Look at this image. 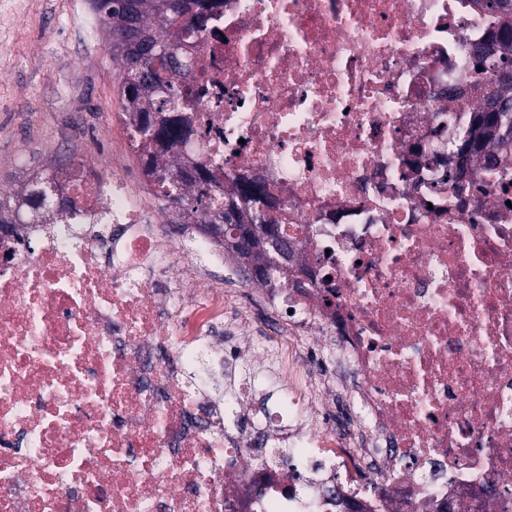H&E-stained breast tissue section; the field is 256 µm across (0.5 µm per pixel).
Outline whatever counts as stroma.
Here are the masks:
<instances>
[{"instance_id":"obj_1","label":"stroma","mask_w":512,"mask_h":512,"mask_svg":"<svg viewBox=\"0 0 512 512\" xmlns=\"http://www.w3.org/2000/svg\"><path fill=\"white\" fill-rule=\"evenodd\" d=\"M98 24L89 0H0V187L52 164L112 161L120 79ZM249 342L235 371L259 378L263 392L251 415L259 423L278 405L271 354L283 342Z\"/></svg>"}]
</instances>
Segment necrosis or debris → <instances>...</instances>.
<instances>
[{
	"label": "necrosis or debris",
	"mask_w": 512,
	"mask_h": 512,
	"mask_svg": "<svg viewBox=\"0 0 512 512\" xmlns=\"http://www.w3.org/2000/svg\"><path fill=\"white\" fill-rule=\"evenodd\" d=\"M185 167L266 187L304 287L242 297L120 168L0 238V512H512V159L448 175L491 73L477 0H208ZM223 264L206 282L195 257ZM266 320L283 397L240 430L187 371ZM287 461L260 462L271 436ZM322 462L319 481L298 458Z\"/></svg>",
	"instance_id": "4bbe7bcc"
}]
</instances>
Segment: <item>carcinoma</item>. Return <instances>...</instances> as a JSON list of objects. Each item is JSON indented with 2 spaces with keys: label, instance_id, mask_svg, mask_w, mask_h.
<instances>
[{
  "label": "carcinoma",
  "instance_id": "1",
  "mask_svg": "<svg viewBox=\"0 0 512 512\" xmlns=\"http://www.w3.org/2000/svg\"><path fill=\"white\" fill-rule=\"evenodd\" d=\"M205 0H91L92 10L112 44V62L120 76L121 111L132 114L135 136L141 142L146 173L157 194L175 206L181 217L210 216L213 232L233 233L229 258L241 269L272 264L271 255L236 244L251 224H279L280 218L262 210H250L245 203L261 198V189L236 183L220 194L218 177L207 166L185 169L168 155L185 136L193 94L183 84V63L176 54L180 44L165 37L168 25L190 16V25L204 26ZM492 21L491 43L474 50L473 65L490 71L495 90L487 99L485 111L474 120L471 131L454 129L450 141H461L472 155L490 164L499 161L512 148V82L501 79L512 71V0H483ZM46 174L38 172L17 189L0 192V228L25 223L24 207L48 204L42 215L65 213L71 201L56 199L45 188Z\"/></svg>",
  "mask_w": 512,
  "mask_h": 512
}]
</instances>
